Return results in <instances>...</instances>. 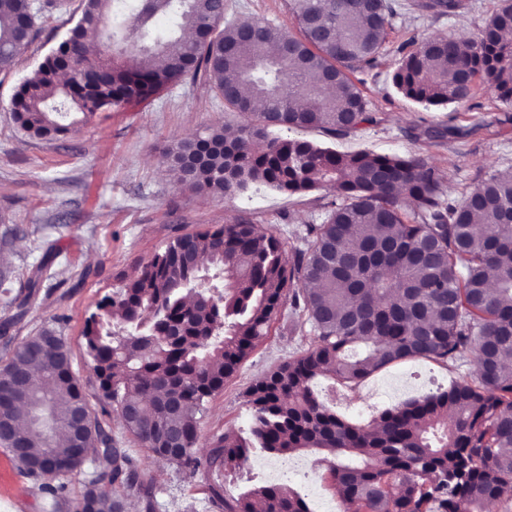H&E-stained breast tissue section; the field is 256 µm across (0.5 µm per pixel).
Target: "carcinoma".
Masks as SVG:
<instances>
[{"label":"carcinoma","mask_w":512,"mask_h":512,"mask_svg":"<svg viewBox=\"0 0 512 512\" xmlns=\"http://www.w3.org/2000/svg\"><path fill=\"white\" fill-rule=\"evenodd\" d=\"M469 7L468 0H289L295 34L270 19L244 25L226 0H80L67 38L13 98L21 131L53 139L98 112L201 80L225 114L242 121L231 140L226 123L171 143L161 158L175 183L227 200L256 186L290 196L333 193L320 222L295 231L299 245L289 250L254 224L186 232L97 302L84 321L83 348L100 400L128 438L194 473L200 416L287 301L312 340L249 388L248 434L214 438L210 468L239 469L256 448L314 455L342 486L343 512H485L501 499L512 484L505 452L512 449V168L452 199L417 154L340 153L290 136L319 129L336 139L378 123L351 74L375 67L394 19ZM62 8L0 0L1 73ZM90 32L101 41L94 53L85 43ZM507 32L512 0H501L472 38L412 37L398 49L392 83L425 108L467 102L479 82L512 103ZM425 135L466 132L446 125ZM55 257L46 250L27 296L44 286ZM0 296L9 307L19 299L6 272ZM415 360L469 364L473 374L367 424L338 414L315 391L320 377L357 386ZM0 429V446L18 468L45 480L52 512L66 500L65 485L51 481L88 459L75 512L89 505L126 512L129 491L145 512L164 507L123 439L100 425L54 330L26 338L0 365ZM208 498L221 512H312L287 484L228 497L218 483Z\"/></svg>","instance_id":"1"}]
</instances>
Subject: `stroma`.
I'll return each mask as SVG.
<instances>
[{
	"label": "stroma",
	"instance_id": "1",
	"mask_svg": "<svg viewBox=\"0 0 512 512\" xmlns=\"http://www.w3.org/2000/svg\"><path fill=\"white\" fill-rule=\"evenodd\" d=\"M471 3V9L450 18L395 19L378 65L361 75V89L370 110L378 113L379 124L345 138L330 140L318 130L304 131V138L331 141L339 151L417 153L442 173L443 187L455 199L493 171L512 167V104L484 89L465 104L426 109L397 94L391 83L397 49L411 36H473L500 0ZM78 5L79 0H68V11L55 13L39 39L21 51L16 67L0 73V272L10 271L16 283L25 282L50 246L58 252L59 264L76 272L89 269V276L76 288L53 277L47 279L45 287L29 298L23 319L10 333L19 341L44 329L61 334L71 349L86 399L97 409L103 428L116 435L121 423L115 413L100 411L82 348L83 324L96 303L175 235L244 221L288 242L295 227L320 214L326 194L313 191L289 197L259 190L228 201L195 196L174 185L159 165L164 147L224 120L223 105L200 82L185 81L147 102L97 113L53 140L23 136L9 112L13 94L43 54L64 38L68 12ZM435 125L466 126L473 133L451 141L423 136L424 128ZM310 341L309 334L296 330L288 309H280L268 335L210 400L199 424L198 454H206L215 436L248 429L249 387ZM412 370L437 387L447 386L453 377L435 363L408 362L356 388H340L338 409L354 420L368 422L390 405L389 400L376 396V389L399 381ZM130 454L153 477L165 512H218L208 501L210 485L223 483L228 494L236 495L268 481L265 466L270 458L260 451L246 468L218 474L202 465L188 478L175 466L150 457L139 445H131ZM0 512H48L40 480L21 472L1 447Z\"/></svg>",
	"mask_w": 512,
	"mask_h": 512
}]
</instances>
